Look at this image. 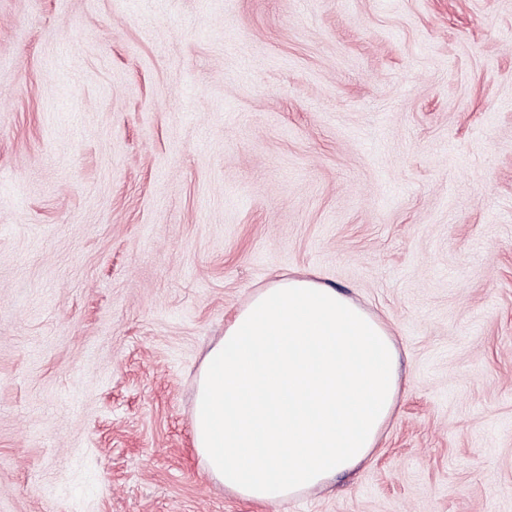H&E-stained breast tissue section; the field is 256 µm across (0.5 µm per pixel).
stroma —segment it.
I'll return each mask as SVG.
<instances>
[{"instance_id": "1", "label": "stroma", "mask_w": 512, "mask_h": 512, "mask_svg": "<svg viewBox=\"0 0 512 512\" xmlns=\"http://www.w3.org/2000/svg\"><path fill=\"white\" fill-rule=\"evenodd\" d=\"M287 271L402 389L365 464L258 505L194 378ZM0 512H512V0H0Z\"/></svg>"}]
</instances>
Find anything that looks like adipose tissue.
<instances>
[{
	"mask_svg": "<svg viewBox=\"0 0 512 512\" xmlns=\"http://www.w3.org/2000/svg\"><path fill=\"white\" fill-rule=\"evenodd\" d=\"M399 393L387 326L312 275H280L209 346L193 448L228 495L286 500L370 459Z\"/></svg>",
	"mask_w": 512,
	"mask_h": 512,
	"instance_id": "adipose-tissue-1",
	"label": "adipose tissue"
}]
</instances>
